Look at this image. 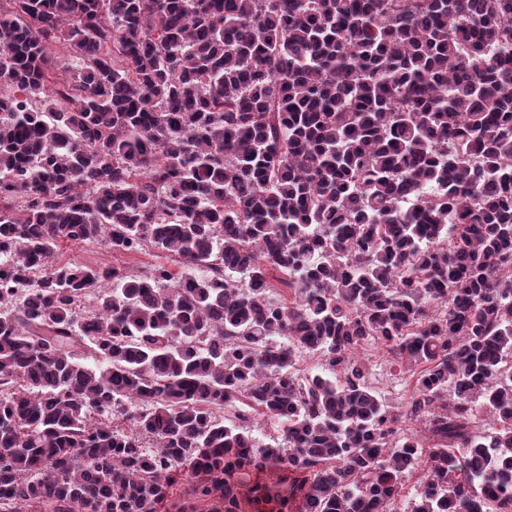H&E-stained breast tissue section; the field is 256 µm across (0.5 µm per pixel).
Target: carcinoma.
Listing matches in <instances>:
<instances>
[{
	"mask_svg": "<svg viewBox=\"0 0 512 512\" xmlns=\"http://www.w3.org/2000/svg\"><path fill=\"white\" fill-rule=\"evenodd\" d=\"M1 45L0 512H393L423 465L410 512H512V0H0ZM55 260L60 264L78 263L89 267H116L123 272L130 269L148 270L157 264L170 265L161 251L144 247L136 252H118L97 242L61 240ZM357 352L369 368L368 384L371 388L390 410L396 413L404 411L414 382L409 373L389 365L385 350L378 344L365 345Z\"/></svg>",
	"mask_w": 512,
	"mask_h": 512,
	"instance_id": "obj_1",
	"label": "carcinoma"
}]
</instances>
